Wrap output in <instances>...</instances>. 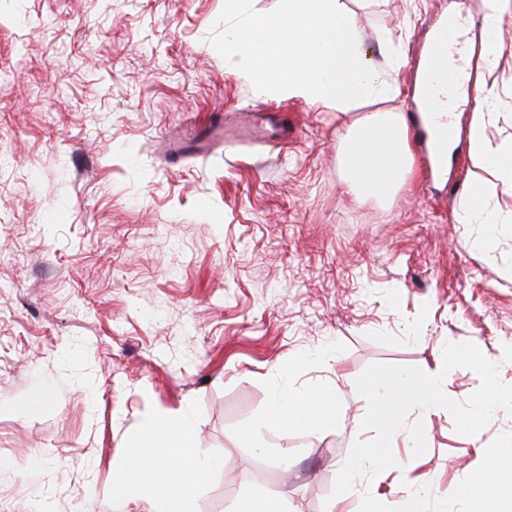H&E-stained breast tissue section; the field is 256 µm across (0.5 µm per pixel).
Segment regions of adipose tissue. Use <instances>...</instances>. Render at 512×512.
<instances>
[{
	"instance_id": "1",
	"label": "adipose tissue",
	"mask_w": 512,
	"mask_h": 512,
	"mask_svg": "<svg viewBox=\"0 0 512 512\" xmlns=\"http://www.w3.org/2000/svg\"><path fill=\"white\" fill-rule=\"evenodd\" d=\"M340 144L345 148L347 193L384 195L401 185L412 172V138L404 114H365L341 136ZM470 146L471 159L478 169L494 177L512 176V140L495 147L488 145L483 113L473 115ZM340 409L332 387L283 391L272 402V423L284 431L335 425L342 420ZM191 434L192 429L185 421L145 426L137 439L143 453L130 461L134 474L123 483L119 496L166 503L165 512H186L196 487L194 478L205 472V464L181 456L160 459L152 456L151 451L165 441L185 443Z\"/></svg>"
}]
</instances>
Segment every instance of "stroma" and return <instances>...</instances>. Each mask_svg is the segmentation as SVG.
<instances>
[{"instance_id": "35a3bbf8", "label": "stroma", "mask_w": 512, "mask_h": 512, "mask_svg": "<svg viewBox=\"0 0 512 512\" xmlns=\"http://www.w3.org/2000/svg\"><path fill=\"white\" fill-rule=\"evenodd\" d=\"M345 3L363 62L397 92L336 112L232 75L209 42L224 0H0V512H154L116 498L112 475L167 417L194 429L180 454L213 463L191 512L272 496L359 512L364 492L396 507L423 486L443 498L512 433L501 410L475 436L444 409L411 411L426 452L400 431L395 467L333 493L352 444L374 436L355 385L369 365L444 373L461 402L480 379L443 372V349L470 342L512 384V182L486 186L497 228L461 207L474 112L490 145L512 138V18L493 61L476 25L448 71L494 93L456 105L446 172L416 147L413 177L377 200L344 192L339 134L410 112L428 32L480 0ZM259 103L287 142L166 160L174 126ZM284 384L335 386L344 420L280 431Z\"/></svg>"}]
</instances>
